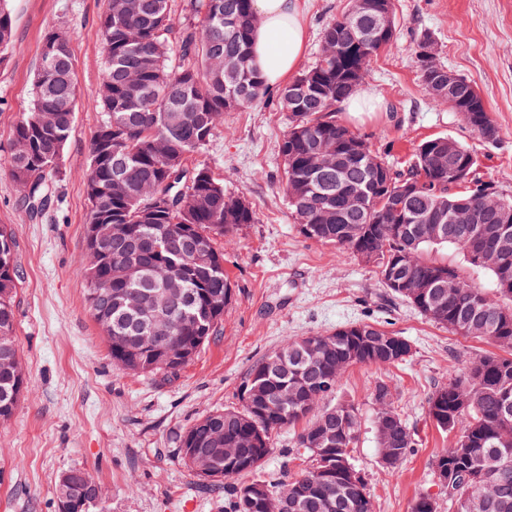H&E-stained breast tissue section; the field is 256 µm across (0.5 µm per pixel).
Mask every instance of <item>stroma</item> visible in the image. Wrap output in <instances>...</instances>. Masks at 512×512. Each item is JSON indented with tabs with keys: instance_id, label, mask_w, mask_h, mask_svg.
Masks as SVG:
<instances>
[{
	"instance_id": "1",
	"label": "stroma",
	"mask_w": 512,
	"mask_h": 512,
	"mask_svg": "<svg viewBox=\"0 0 512 512\" xmlns=\"http://www.w3.org/2000/svg\"><path fill=\"white\" fill-rule=\"evenodd\" d=\"M349 0H308V41L302 67L315 61L324 28ZM107 0H8L14 46L0 59V159L33 105L46 33L71 37L79 95L71 135L48 177L50 206L30 218L24 190L0 166V225L15 239L19 283L15 339L27 390L0 423V512H57L56 483L82 469L99 495L90 512H226L223 488L207 486L181 459L179 437L196 420L240 406L247 371L289 337L326 334L372 323L404 337L406 361L356 365L343 375L336 401L354 406L361 429L353 459L374 512H411L413 501L448 492L433 462L450 443L428 419L426 400L465 362L495 352L493 344L442 328L381 286L372 268L351 253L304 238L283 190L279 144L288 115L268 98L228 112L192 163L206 164L225 189L243 196L256 221L224 249L233 296L216 335L176 374H134L112 360L87 302L81 260L88 200L83 174L101 111L92 98L106 66L99 17ZM396 35L370 62L360 89L370 107L347 126L368 135L386 162L408 159L423 140L446 135L469 148L486 180L512 194V0H393ZM441 61L472 80L501 137L489 144L451 108L434 105L415 64L423 35ZM396 387L394 406L418 444L397 468H386L373 435L377 381Z\"/></svg>"
}]
</instances>
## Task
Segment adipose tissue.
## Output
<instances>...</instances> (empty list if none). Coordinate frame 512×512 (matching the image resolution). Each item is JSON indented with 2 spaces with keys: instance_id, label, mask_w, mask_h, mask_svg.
Returning <instances> with one entry per match:
<instances>
[{
  "instance_id": "1",
  "label": "adipose tissue",
  "mask_w": 512,
  "mask_h": 512,
  "mask_svg": "<svg viewBox=\"0 0 512 512\" xmlns=\"http://www.w3.org/2000/svg\"><path fill=\"white\" fill-rule=\"evenodd\" d=\"M260 23L252 37V62L268 87L298 71L307 39L304 0H254Z\"/></svg>"
}]
</instances>
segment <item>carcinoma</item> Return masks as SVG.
<instances>
[{"mask_svg": "<svg viewBox=\"0 0 512 512\" xmlns=\"http://www.w3.org/2000/svg\"><path fill=\"white\" fill-rule=\"evenodd\" d=\"M169 0H140L132 15L128 0H108L99 28L107 66L93 103L102 119L91 139L84 183L89 203L87 223L112 227V248L123 238L150 245L126 266L117 256L86 249L82 260L88 286L112 285V302L89 308L103 334L124 336L128 344L154 323L165 324L187 348L188 364L209 342L232 300V284L224 272V246L256 214L250 203L224 189L204 164L190 167L187 158L204 148L224 113L252 106L268 96V87L252 65L251 42L258 16L253 0H185L184 17L175 18ZM379 0L351 16L349 5L323 33L320 57L302 75L310 77L305 91L292 79L279 91L280 110L288 113V130L279 145L284 158V191L300 234L352 252L371 266L379 282L449 331L512 347V258L502 266L481 264L476 249L461 239L459 225L443 221L444 233L433 234L437 216L466 209L473 226L495 237L503 210L512 212V195L470 178L461 190L449 191L448 148L456 162L474 173L477 159L457 140L436 136L417 145L408 164L394 169L380 161L384 184L400 195L408 182L420 184L417 194L394 209L382 196L363 197L357 208L347 205L350 193L371 180L358 150L374 152L369 138L337 119L341 102L354 95L365 80L361 59L371 61L392 38L361 41L371 29ZM13 21L0 0V55L12 44ZM430 40L423 36L415 53L420 76L435 80L447 69L425 54ZM31 109L17 125L15 138L30 142V150L3 160L11 176L30 175L28 205L32 212L47 205V176L57 164L74 125L76 79L70 37L51 31L43 39ZM475 84L462 78L455 110L480 133L500 129L489 112H477L469 96ZM46 114L54 126L38 130ZM325 139L343 158L338 172L319 175L313 167L314 143ZM189 226L198 253L208 262L187 261L175 237ZM453 247L466 263L487 271L493 293L471 284L456 266L424 257L428 249ZM11 229L0 225V266L11 275L0 281V337L15 343L13 298L19 270ZM339 340L316 352L309 337L287 339L278 351L251 367L241 389V408L212 412L186 429L180 447L237 448L235 458H219L222 470L233 475L255 472L272 450V434L304 419L306 426L284 453L306 463L288 483L256 478L227 490L229 512H373L364 477L352 464L358 439L354 407L336 403L309 418L322 400L336 393L346 370L359 364L395 365L411 353L398 336L384 348L374 338L390 332L370 323L341 326ZM112 360L136 373L175 372L161 350L137 354L110 346ZM473 368L464 365L448 384L427 399V413L436 428L453 436L438 454L434 472H457L455 495L468 500L466 512H512V468L495 476L500 496L488 483L491 455L512 457V356L478 355ZM25 384L17 385L0 372V422L13 415ZM289 391L294 401L282 402ZM395 387L378 381L372 397L377 413L395 418L393 441L375 427L378 447L396 448L404 461L416 446L411 432L393 406ZM323 431L331 440L327 458L319 461L308 450L311 436Z\"/></svg>", "mask_w": 512, "mask_h": 512, "instance_id": "obj_1", "label": "carcinoma"}]
</instances>
